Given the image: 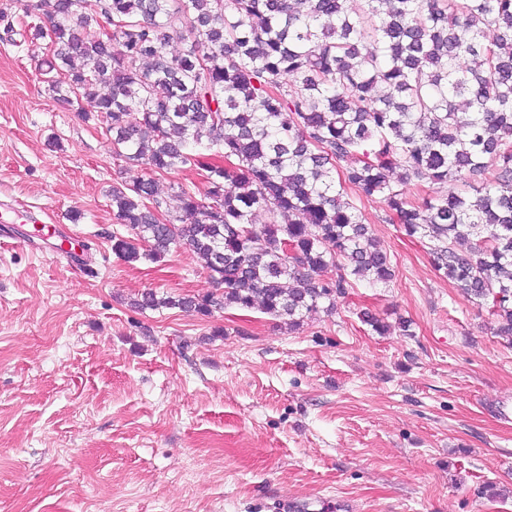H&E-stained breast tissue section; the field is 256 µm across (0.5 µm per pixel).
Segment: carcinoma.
<instances>
[{
    "instance_id": "obj_1",
    "label": "carcinoma",
    "mask_w": 512,
    "mask_h": 512,
    "mask_svg": "<svg viewBox=\"0 0 512 512\" xmlns=\"http://www.w3.org/2000/svg\"><path fill=\"white\" fill-rule=\"evenodd\" d=\"M99 3L34 6L49 94L93 100L113 154L146 170L112 186L130 235L115 252L183 248L215 284L178 300L148 290L134 308H258L293 331L354 282H390L348 186L433 242V266L512 336V0H367L356 17L349 0ZM174 34L185 48L170 56ZM187 166L206 171L203 197L182 188L178 214L159 218L156 177ZM413 182L448 192L416 206Z\"/></svg>"
}]
</instances>
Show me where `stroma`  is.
Returning a JSON list of instances; mask_svg holds the SVG:
<instances>
[{"label": "stroma", "mask_w": 512, "mask_h": 512, "mask_svg": "<svg viewBox=\"0 0 512 512\" xmlns=\"http://www.w3.org/2000/svg\"><path fill=\"white\" fill-rule=\"evenodd\" d=\"M28 2L0 0V197L64 230L0 241V512H512V342L382 200L357 206L393 281L297 331L257 309L133 308L213 285L187 250H113L112 187L144 169L82 119L92 100L50 99ZM157 185L175 211L205 173Z\"/></svg>", "instance_id": "obj_1"}]
</instances>
